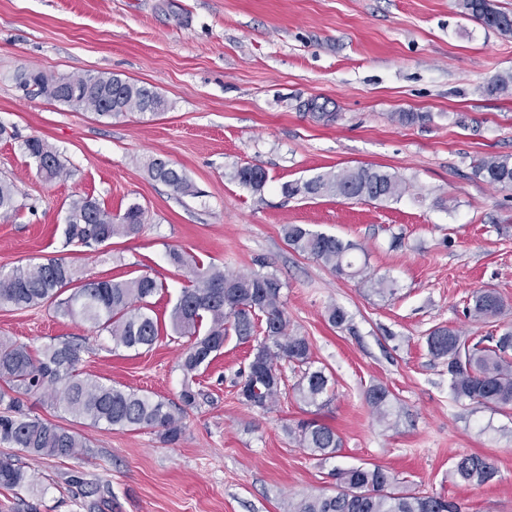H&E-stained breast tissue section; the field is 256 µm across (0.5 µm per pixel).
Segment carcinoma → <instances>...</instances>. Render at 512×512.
Masks as SVG:
<instances>
[{"mask_svg":"<svg viewBox=\"0 0 512 512\" xmlns=\"http://www.w3.org/2000/svg\"><path fill=\"white\" fill-rule=\"evenodd\" d=\"M464 13L485 26L512 34V14L499 9L492 0H460ZM19 84L37 97L60 102L75 111H93L113 118L138 111L158 114L167 110L164 97L153 89L129 82L117 75L69 76L41 71H21ZM25 152L36 160L48 179L63 175L64 167L43 139L25 141ZM150 177L167 185L177 195H187L192 185L187 176L160 158L147 163ZM476 173L487 183L512 190V155L483 159ZM243 185L260 189L265 171L244 165L236 172ZM288 197L336 196L357 201H390L406 192L397 176L368 166L330 171L306 181L282 186ZM14 185L0 179V214L14 212ZM144 229V210L133 204L121 216H114L94 199L79 196L70 201L63 234L66 243L77 247L102 245L114 238L139 235ZM288 244L298 252L330 267L337 275L354 278L362 273L354 255L355 244L301 224L283 227ZM171 262L188 269L193 287L183 289L170 312L173 330L194 338L182 353L179 367L185 384L180 406L143 391L106 384L79 372V348L71 342L50 343L35 357L29 349L0 336V404L9 414L0 415V442L10 450L0 453V487L38 489L35 475L16 459L21 451L31 456L75 458L92 452L90 440L77 432L23 412L17 395L38 394L47 407L92 427L113 430L151 428L162 443H178L184 434V418L197 405L199 393L190 380L210 366L224 348V337L234 333L244 342L254 341L244 382L250 406L271 411L281 394L280 362L301 371L294 387L306 407L322 409L331 401V382L325 369L315 366L311 343L289 328L282 299L283 282L274 274H238L216 265L204 267L178 250L169 252ZM162 285L149 276L130 279L80 278L77 270L62 258L0 269V309H24L55 302L63 318L87 323L109 333L113 345L138 351L152 347L160 335L158 318L151 315L150 298ZM68 296H63V293ZM505 308L492 289H479L466 306V316L486 322L500 316ZM429 354L448 360V389L454 401L493 411L512 410V328L498 336L473 341L452 327L439 326L426 337ZM376 420L388 424L395 415L390 392L371 386L365 396ZM288 435L309 455L320 461L336 457L342 440L336 430L314 417L286 426ZM498 473L493 459L462 454L452 476L464 483L483 485ZM331 493L303 495L289 504L288 512H459L458 506L440 495L427 492L406 494L397 489V478L380 465L335 468Z\"/></svg>","mask_w":512,"mask_h":512,"instance_id":"cac0c4a2","label":"carcinoma"}]
</instances>
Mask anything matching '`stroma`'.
<instances>
[{
  "mask_svg": "<svg viewBox=\"0 0 512 512\" xmlns=\"http://www.w3.org/2000/svg\"><path fill=\"white\" fill-rule=\"evenodd\" d=\"M22 70L114 74L153 87L169 108L112 119L75 112L26 94L13 80ZM511 74L512 35L465 15L458 0H0V177L13 182L18 205L0 216V267L57 257L87 277L147 275L163 285L151 299L162 334L149 349L115 347L106 331L60 317L49 303L0 310V336L36 355L75 343L80 372L174 401L190 340L169 315L190 277L169 251L232 272L273 273L291 331L308 337L333 376V399L318 417L342 439L334 462L321 464L288 437L285 424L307 415L293 395L300 372L289 364L280 366L273 411L243 404L238 387L252 346L231 335L198 376L199 404L176 445L149 428L84 425L21 395L24 412L84 434L93 452L19 455L43 490L0 488V512H90L89 498L67 484L71 474L111 486L100 512H288L293 499L331 492L332 466L363 463L391 470L400 490L444 496L461 512H512V410L455 402L447 361L426 346L437 326L478 339L512 325V190L476 173L480 160L512 155V91H490ZM311 102L325 112L308 110ZM400 112L418 118L405 124ZM33 136L57 150L65 176H42L24 150ZM151 156L182 170L194 195L153 180L144 167ZM248 164L265 170L262 189L237 180ZM357 166L395 173L408 190L388 202L281 191ZM77 195L115 215L140 205L143 232L95 248L66 245L62 227ZM287 224L358 244L363 276L338 277L294 251ZM379 277L394 281V295L372 292ZM481 288L502 296L505 316H465ZM333 304L348 314L343 327L327 319ZM375 384L395 398L391 426L366 403ZM463 453L491 456L497 477L482 486L455 480Z\"/></svg>",
  "mask_w": 512,
  "mask_h": 512,
  "instance_id": "obj_1",
  "label": "stroma"
}]
</instances>
